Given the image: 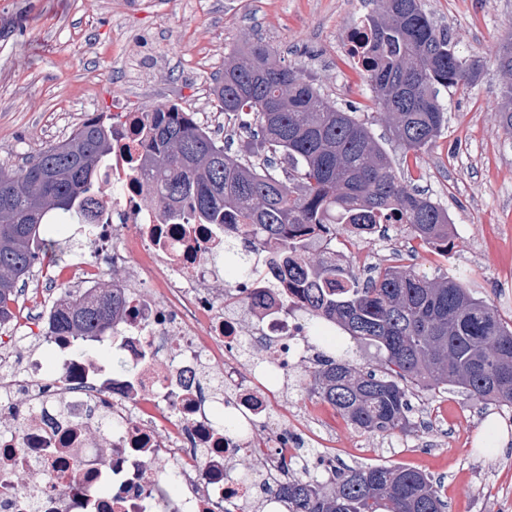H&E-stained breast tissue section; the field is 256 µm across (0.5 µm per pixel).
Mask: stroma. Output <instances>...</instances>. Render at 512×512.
Listing matches in <instances>:
<instances>
[{"label": "stroma", "instance_id": "stroma-1", "mask_svg": "<svg viewBox=\"0 0 512 512\" xmlns=\"http://www.w3.org/2000/svg\"><path fill=\"white\" fill-rule=\"evenodd\" d=\"M458 55L480 60L478 80L443 89L448 125L431 147L405 160L388 126L370 131L397 172L446 208L448 251L411 259L402 224L385 265H415L429 277H454L512 325V135L500 127L506 78L494 62L512 34V0H424ZM364 0H0V169L11 172L73 128L101 114L175 105L208 125L231 153L245 155L249 132L225 120L210 95L225 54L248 42L301 68L341 107L369 104L372 91L345 46ZM315 363L289 381L288 399L321 407L310 420L300 471L319 456L334 466L417 469L440 482L449 512H512V411L473 405L451 389H414L407 432L362 433L313 386Z\"/></svg>", "mask_w": 512, "mask_h": 512}]
</instances>
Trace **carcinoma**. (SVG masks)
Listing matches in <instances>:
<instances>
[{
	"label": "carcinoma",
	"mask_w": 512,
	"mask_h": 512,
	"mask_svg": "<svg viewBox=\"0 0 512 512\" xmlns=\"http://www.w3.org/2000/svg\"><path fill=\"white\" fill-rule=\"evenodd\" d=\"M369 53L358 56L374 97L372 118L389 124L404 152L435 144L448 124L440 88L468 84L478 65L460 58L421 0H375ZM495 62L511 82L499 124L512 134V37ZM212 95L224 117L255 127L260 152L288 156L282 180L259 163L231 154L193 114L175 106L143 113V173L151 203L164 220L234 224L226 254L241 276L250 274L263 241L279 246L275 264L288 278L309 281L302 306L313 323L328 318L354 343L384 355V371L357 367L346 349L323 355L314 371L318 394L355 429L405 431L410 388L465 390L474 404L512 409V327L488 302L453 278H431L412 266L375 265L365 282L349 274L336 251L318 266L305 261V235L339 224L348 235L381 219L408 226L412 238L448 251V210L396 172L367 121L322 96L302 70L277 62L257 43L224 58ZM112 123L91 119L66 140L7 174L0 169V321L11 316L22 287L40 263L34 249L49 220L82 217L105 187ZM121 289L75 294L59 304L57 329L97 336L112 328ZM441 486L402 466L337 470L331 485L293 476L279 489L288 512H446Z\"/></svg>",
	"instance_id": "cac0c4a2"
}]
</instances>
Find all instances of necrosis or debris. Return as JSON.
<instances>
[{
    "label": "necrosis or debris",
    "mask_w": 512,
    "mask_h": 512,
    "mask_svg": "<svg viewBox=\"0 0 512 512\" xmlns=\"http://www.w3.org/2000/svg\"><path fill=\"white\" fill-rule=\"evenodd\" d=\"M114 128L111 188L82 226L90 258L43 274L44 296L0 325V512H270L300 456L288 426L311 415L271 416L310 349L300 289L262 256L217 289L223 228L161 220L139 114ZM114 271L124 300L111 332L57 334L56 289L90 293ZM223 409L238 430L218 422ZM241 461L251 481L234 475Z\"/></svg>",
    "instance_id": "1"
}]
</instances>
